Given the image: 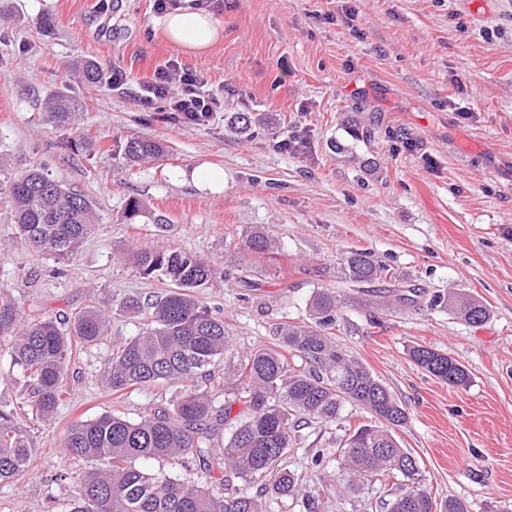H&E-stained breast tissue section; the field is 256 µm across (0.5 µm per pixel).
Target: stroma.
Segmentation results:
<instances>
[{"mask_svg":"<svg viewBox=\"0 0 512 512\" xmlns=\"http://www.w3.org/2000/svg\"><path fill=\"white\" fill-rule=\"evenodd\" d=\"M209 9L222 38L189 56L155 29L154 0H0V171L43 167L100 216L61 262L24 247L0 202V289L27 320L89 304L109 318L103 340L73 353L69 399L45 422L26 415L30 389L0 347V407L15 410L35 448L27 472L0 483V512H62L76 476L96 466L66 454L70 424L103 413L133 421L169 398V384L121 396L102 384L113 345L144 328L125 300L151 302L169 287L137 267L140 248H177L224 271L202 299L241 353L273 343L276 323L305 319L317 289L347 291L343 254L370 251L416 289V304L383 313L379 328L348 305L337 341L405 407L394 434L436 500L512 512V0H211ZM45 15L46 33L36 25ZM171 58L223 89L224 109L207 125L138 107L140 84ZM89 62L102 82L84 80ZM115 69L127 75L117 90L106 82ZM57 91L83 106L72 128L48 121L44 103ZM237 112L261 122L234 132ZM287 137L300 150L281 148ZM137 138L162 142L165 160L128 167L123 149ZM202 165L223 170L221 193L173 177ZM132 198L148 214L129 222ZM257 228L277 254L246 248ZM451 290L482 300L485 321L434 305ZM417 344L458 360L468 386L416 366ZM344 415L297 433L285 464L320 512H384L383 482L354 490L338 457L311 463L345 427L370 421L355 405Z\"/></svg>","mask_w":512,"mask_h":512,"instance_id":"35a3bbf8","label":"stroma"}]
</instances>
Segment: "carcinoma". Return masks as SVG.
<instances>
[{
	"instance_id": "cac0c4a2",
	"label": "carcinoma",
	"mask_w": 512,
	"mask_h": 512,
	"mask_svg": "<svg viewBox=\"0 0 512 512\" xmlns=\"http://www.w3.org/2000/svg\"><path fill=\"white\" fill-rule=\"evenodd\" d=\"M58 127L74 123L81 105L58 92L47 101ZM166 149L154 139L126 143L129 164L160 162ZM22 243L37 253L63 261L73 259L97 224L93 202L68 188L40 167L0 183ZM247 247L257 253L271 248L257 230ZM136 261L143 274L159 273L173 289L150 304V321L141 335L112 349L104 375L108 389L120 392L160 382L179 386L166 405L148 404L129 421L105 413L78 421L66 432L64 448L73 457L103 460L106 467L85 472L64 512H263L261 500L243 494L232 479L262 483L279 496L297 492V478L285 466L292 434L312 423L341 418L345 404L368 411L374 424L345 434L337 451L354 482L384 478L387 512H468L464 502L448 499L439 505L423 485L415 457L401 447L392 430L406 424L401 402L357 358L333 340L343 302L336 291L317 290L309 302V321H285L275 326L274 342L247 353L226 368L232 399L216 402L208 389L211 368L224 361L230 336L224 319L212 314L199 297L221 272L209 260L178 248L142 249ZM341 278L361 289L365 302L380 310L404 307L414 299L386 288L396 277L385 264L364 250H351L340 263ZM448 312L469 323H480L487 309L474 298L455 292L440 298ZM108 330V319L87 305L59 321L52 317L26 321L13 298L0 292V339L9 338L7 352L32 382L30 408L49 420L65 401L64 374L73 346L93 345ZM411 360L436 379L465 387L469 372L448 354L423 345L410 348ZM243 405L240 421L224 435V447L214 440L231 419L233 404ZM35 453L14 422L13 411L0 407V481L17 479ZM188 457L212 485L199 486L136 465Z\"/></svg>"
}]
</instances>
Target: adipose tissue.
<instances>
[{"label":"adipose tissue","mask_w":512,"mask_h":512,"mask_svg":"<svg viewBox=\"0 0 512 512\" xmlns=\"http://www.w3.org/2000/svg\"><path fill=\"white\" fill-rule=\"evenodd\" d=\"M154 25L186 54L199 55L221 37L222 25L206 10L183 6L155 18Z\"/></svg>","instance_id":"ef3b65f1"}]
</instances>
